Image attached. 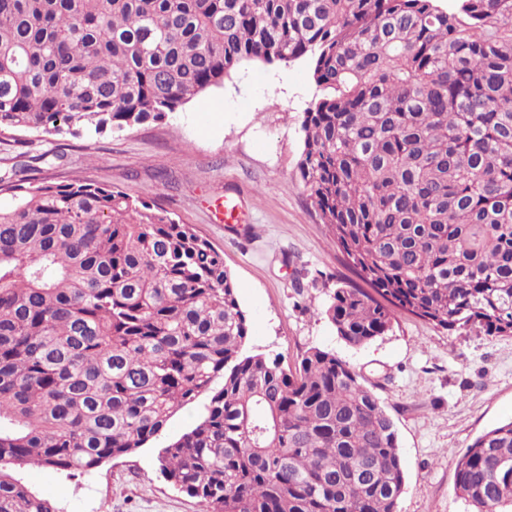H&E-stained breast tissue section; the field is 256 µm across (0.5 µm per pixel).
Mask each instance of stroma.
Returning <instances> with one entry per match:
<instances>
[{
  "label": "stroma",
  "instance_id": "1",
  "mask_svg": "<svg viewBox=\"0 0 512 512\" xmlns=\"http://www.w3.org/2000/svg\"><path fill=\"white\" fill-rule=\"evenodd\" d=\"M318 94L306 61H246L159 122L78 138L0 135V175L23 153L39 182L80 176L159 197L223 255L249 325L247 353L291 363L318 347L375 385L403 459L398 512H473L455 489L456 466L477 436L512 420V336L450 332L401 311L367 344L337 335L325 309L346 270L296 176L301 122ZM200 416V404L179 409L160 437L88 474L17 473L58 512H203L158 462Z\"/></svg>",
  "mask_w": 512,
  "mask_h": 512
}]
</instances>
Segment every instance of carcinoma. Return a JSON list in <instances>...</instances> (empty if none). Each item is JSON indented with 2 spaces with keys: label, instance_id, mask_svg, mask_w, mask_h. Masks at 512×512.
Here are the masks:
<instances>
[{
  "label": "carcinoma",
  "instance_id": "obj_1",
  "mask_svg": "<svg viewBox=\"0 0 512 512\" xmlns=\"http://www.w3.org/2000/svg\"><path fill=\"white\" fill-rule=\"evenodd\" d=\"M306 57L297 174L352 279L325 315L362 346L394 309L512 336V0H0V134L162 120L244 61ZM0 178V512H57L15 470L90 473L160 436L204 512H397L395 423L317 347L242 356L224 256L153 197ZM512 421L475 438L456 490L512 512Z\"/></svg>",
  "mask_w": 512,
  "mask_h": 512
}]
</instances>
